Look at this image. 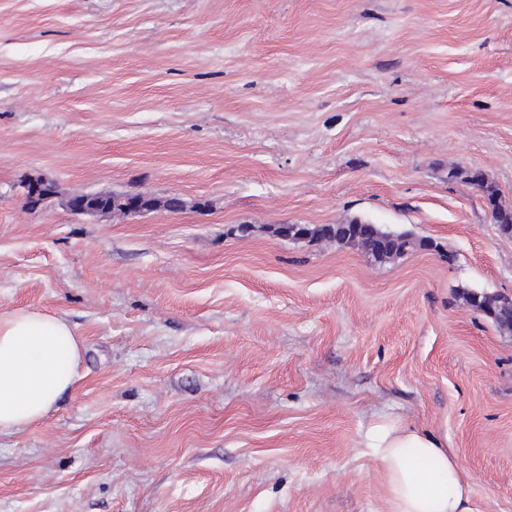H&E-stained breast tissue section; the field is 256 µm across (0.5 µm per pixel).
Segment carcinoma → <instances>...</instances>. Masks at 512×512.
<instances>
[{
    "label": "carcinoma",
    "instance_id": "obj_1",
    "mask_svg": "<svg viewBox=\"0 0 512 512\" xmlns=\"http://www.w3.org/2000/svg\"><path fill=\"white\" fill-rule=\"evenodd\" d=\"M466 175V181L482 188L486 195L495 200L496 204L491 214L494 223L498 224L501 234L512 235V208H508L498 202L497 190L488 182L484 172L478 174L454 169L449 175L457 178ZM313 239H330L340 245H356L361 247L369 256L378 262L394 260L405 255L417 246L428 247L430 243L425 240L417 241L409 232L386 231L375 224H368L358 219H352L346 224H321L314 227H305V231L299 230L289 234L291 238L301 236Z\"/></svg>",
    "mask_w": 512,
    "mask_h": 512
}]
</instances>
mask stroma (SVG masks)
<instances>
[{
	"mask_svg": "<svg viewBox=\"0 0 512 512\" xmlns=\"http://www.w3.org/2000/svg\"><path fill=\"white\" fill-rule=\"evenodd\" d=\"M454 168L512 207V0H0V310L83 345L0 512H385L381 415L512 512V335L457 298L512 293V237ZM351 219L433 245L278 232ZM466 174V178L461 177L459 175ZM450 177L454 178H462L465 181H468L472 184H475L482 188L486 195L493 199L496 204L493 210V213L491 214V217L495 224H498L499 231L501 234L506 236H512V208H508L506 206H503L498 201V194L497 190L494 188V186L488 182V179L484 172L479 170L476 180L475 175L471 171H463L460 169H454L449 172ZM56 194L55 183L47 178H37L26 185V199L35 207H39L44 202L52 199Z\"/></svg>",
	"mask_w": 512,
	"mask_h": 512,
	"instance_id": "stroma-1",
	"label": "stroma"
}]
</instances>
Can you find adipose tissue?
<instances>
[{
    "label": "adipose tissue",
    "mask_w": 512,
    "mask_h": 512,
    "mask_svg": "<svg viewBox=\"0 0 512 512\" xmlns=\"http://www.w3.org/2000/svg\"><path fill=\"white\" fill-rule=\"evenodd\" d=\"M80 359L66 316L0 311V435L46 418L79 380ZM363 445L382 469L386 512H478L470 478L434 432L380 417L365 429Z\"/></svg>",
    "instance_id": "1"
}]
</instances>
